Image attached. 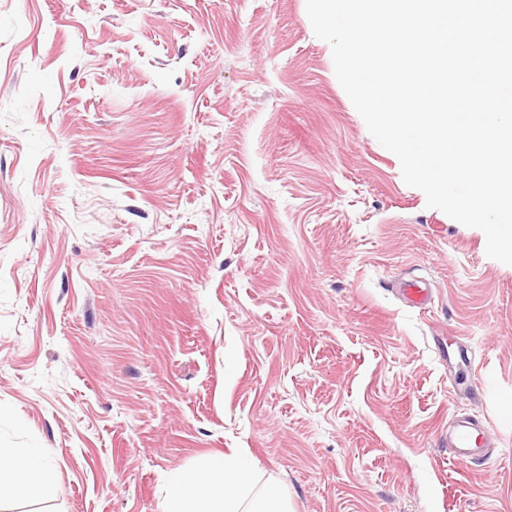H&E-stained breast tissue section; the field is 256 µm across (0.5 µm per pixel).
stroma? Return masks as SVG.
Instances as JSON below:
<instances>
[{"mask_svg": "<svg viewBox=\"0 0 512 512\" xmlns=\"http://www.w3.org/2000/svg\"><path fill=\"white\" fill-rule=\"evenodd\" d=\"M458 410L488 460L449 462ZM0 445L58 478L0 512H162L229 448L288 512H512V267L306 0H0ZM400 292L407 303L414 307L427 305L432 298L431 290L420 280H408L400 284Z\"/></svg>", "mask_w": 512, "mask_h": 512, "instance_id": "obj_1", "label": "stroma"}]
</instances>
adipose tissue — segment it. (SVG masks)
I'll use <instances>...</instances> for the list:
<instances>
[{
  "label": "adipose tissue",
  "instance_id": "1",
  "mask_svg": "<svg viewBox=\"0 0 512 512\" xmlns=\"http://www.w3.org/2000/svg\"><path fill=\"white\" fill-rule=\"evenodd\" d=\"M244 449L213 456L200 468L176 473L166 493L165 512H280L277 499L253 491ZM49 449L0 446V500L54 497L57 474Z\"/></svg>",
  "mask_w": 512,
  "mask_h": 512
}]
</instances>
